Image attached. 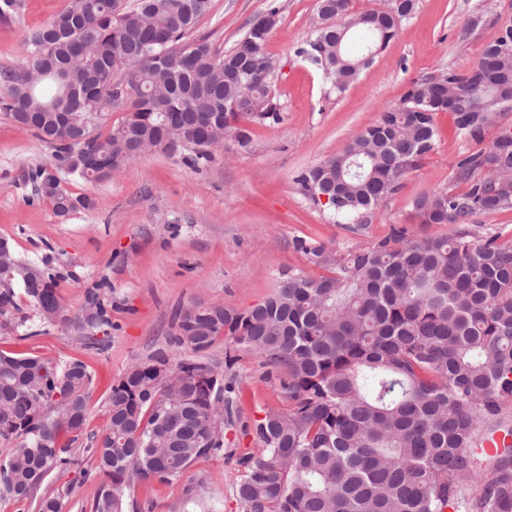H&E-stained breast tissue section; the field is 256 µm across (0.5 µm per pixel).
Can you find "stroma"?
Masks as SVG:
<instances>
[{
  "label": "stroma",
  "mask_w": 512,
  "mask_h": 512,
  "mask_svg": "<svg viewBox=\"0 0 512 512\" xmlns=\"http://www.w3.org/2000/svg\"><path fill=\"white\" fill-rule=\"evenodd\" d=\"M269 2L211 0L194 34L229 50L266 14ZM67 3L17 0L14 13L0 16V70L21 62L29 34ZM280 3L266 51L277 66L274 90L283 119L252 125L248 146L225 139L223 152L209 166L195 169L181 156L148 153L105 181L63 179L67 192L89 196L94 206L61 217L50 200L36 195L29 178L49 159L50 149L0 114V238H8L21 257L58 261L65 275L60 293L72 313H80L88 288L103 281L110 286L112 333L103 348L86 344L75 321L26 338L0 335V350L75 358L92 371L86 435L75 450L107 426L112 385L131 365L168 349L178 310L221 302L242 311L265 300L283 271L318 274L295 249V239L342 248L377 243L401 228L418 237L448 231L444 224L414 220L411 203L455 185L453 166L470 145L456 137L450 113L436 116L438 149L403 179L366 227L337 223L304 194L298 177L336 155L386 106L398 103L410 82L472 67L502 24L512 22V0H416L398 37L340 95L330 93L321 72L294 53L311 30L317 0ZM225 350V341H217L207 357L232 386L226 453L200 459L179 481L130 490L128 512H241L235 452L257 447L254 422L268 410L287 409L288 402L264 380L258 358L241 352L229 365ZM101 483V476L85 479L73 469L53 474L49 490L61 496L65 512H90ZM191 483L202 487L195 502L186 494Z\"/></svg>",
  "instance_id": "obj_1"
}]
</instances>
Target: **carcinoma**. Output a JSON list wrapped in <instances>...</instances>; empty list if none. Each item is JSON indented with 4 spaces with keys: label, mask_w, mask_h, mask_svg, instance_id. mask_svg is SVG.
I'll list each match as a JSON object with an SVG mask.
<instances>
[{
    "label": "carcinoma",
    "mask_w": 512,
    "mask_h": 512,
    "mask_svg": "<svg viewBox=\"0 0 512 512\" xmlns=\"http://www.w3.org/2000/svg\"><path fill=\"white\" fill-rule=\"evenodd\" d=\"M416 0L349 13V0H317V17L296 56L343 93L386 47ZM210 0H68L26 40V55L0 70V112L51 149L31 172L37 191L66 216L91 207L62 176L112 178L141 150L183 152L202 168L223 147L215 132L251 140L240 120L283 119L264 67L272 29L250 24L233 49L190 38ZM127 112L105 134L109 112ZM512 112V25L476 64L410 83L400 102L344 150L301 175L311 198L350 224L369 223L440 136L449 112L458 138L480 143ZM461 192L417 196L420 224H446L435 238L404 229L372 246L338 249L304 239L296 250L328 270L286 273L262 303L244 311L193 305L176 316L170 351L129 367L112 385L109 424L85 449L102 482L92 512H125V491L179 480L201 458L224 452V374L200 358L219 337L261 359L264 377L288 400L253 432L259 454L238 457L242 512H512V242L480 235L473 218L512 210V128L463 156ZM53 262L23 259L0 239V334L30 320L71 321ZM26 301L21 306L20 301ZM86 343L102 345L112 318L90 291L76 315ZM197 354L182 357V349ZM93 374L79 360L0 351V498L35 500L64 512L45 492L57 470L88 471L72 453L83 435Z\"/></svg>",
    "instance_id": "carcinoma-1"
}]
</instances>
